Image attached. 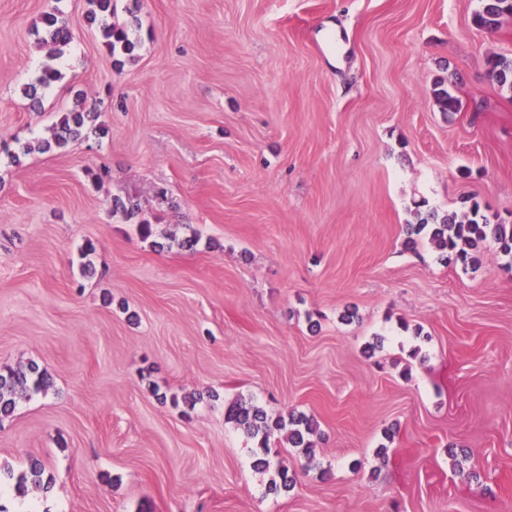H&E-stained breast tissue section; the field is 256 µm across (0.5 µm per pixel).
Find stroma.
I'll use <instances>...</instances> for the list:
<instances>
[{
	"mask_svg": "<svg viewBox=\"0 0 512 512\" xmlns=\"http://www.w3.org/2000/svg\"><path fill=\"white\" fill-rule=\"evenodd\" d=\"M479 5L118 0L119 65L88 0H0V367L54 382L0 420V472L50 487L0 512H512V260L405 246L419 200L512 224V90L487 75L512 16L487 31ZM79 98L106 136L22 154ZM236 399L317 421L315 463L271 439L292 491ZM41 23L45 33V38L41 42L43 46L49 47L51 53L56 54L59 46L71 43L73 36L62 12L44 14ZM43 472L41 463L33 460L28 469L17 477L14 485L15 492L25 495L29 486L40 488L43 485Z\"/></svg>",
	"mask_w": 512,
	"mask_h": 512,
	"instance_id": "obj_1",
	"label": "stroma"
}]
</instances>
